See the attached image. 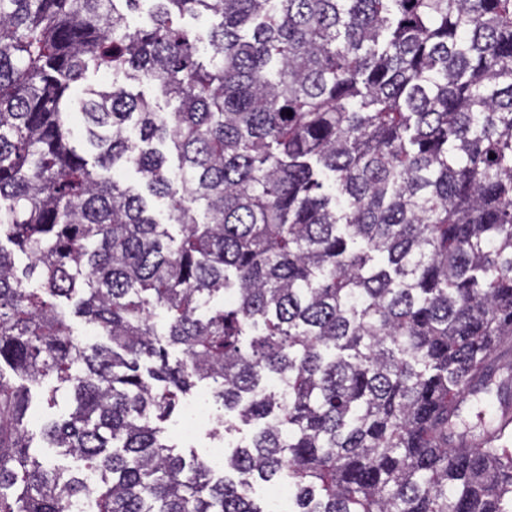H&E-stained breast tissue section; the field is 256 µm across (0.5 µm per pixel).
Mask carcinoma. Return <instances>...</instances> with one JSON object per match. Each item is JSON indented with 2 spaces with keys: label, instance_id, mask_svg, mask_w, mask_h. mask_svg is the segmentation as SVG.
Segmentation results:
<instances>
[{
  "label": "carcinoma",
  "instance_id": "1",
  "mask_svg": "<svg viewBox=\"0 0 512 512\" xmlns=\"http://www.w3.org/2000/svg\"><path fill=\"white\" fill-rule=\"evenodd\" d=\"M141 2L0 0V238L32 260L0 246V512H270L285 472L288 512H512V456L458 431L512 409V0ZM8 371L70 387L43 438L84 469L30 453ZM200 383L254 429L219 477L156 426ZM218 21L219 20L216 18L192 19L191 17L186 16L180 20V24L182 27L188 29L192 35L198 39L200 46H204L208 41L213 25L218 23Z\"/></svg>",
  "mask_w": 512,
  "mask_h": 512
}]
</instances>
